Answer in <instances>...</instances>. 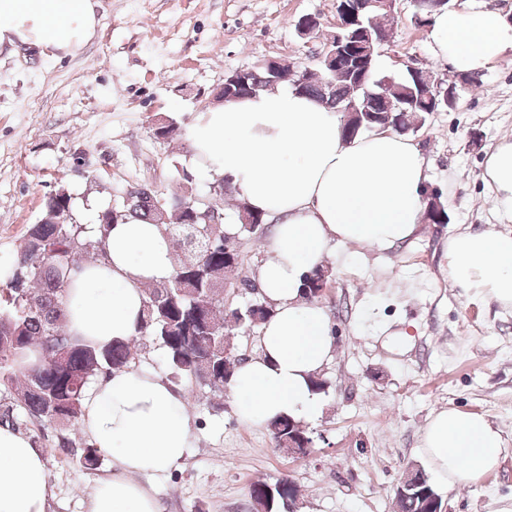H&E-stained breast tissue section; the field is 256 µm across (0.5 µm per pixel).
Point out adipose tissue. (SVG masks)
<instances>
[{
  "mask_svg": "<svg viewBox=\"0 0 512 512\" xmlns=\"http://www.w3.org/2000/svg\"><path fill=\"white\" fill-rule=\"evenodd\" d=\"M94 0H0V46L17 53L70 54L96 34ZM434 52L459 70L486 69L512 34L491 10L434 14ZM341 116L292 85L254 98L215 101L185 133L193 158L211 178L230 179L237 200L274 227L260 266L262 295L274 313L261 327L259 355L235 374L239 420L263 426L286 415L311 420L321 411L312 382L333 358L327 311L306 300L300 284L336 245L388 250L414 235L426 208L428 179L419 148L378 130L344 138ZM484 181L512 216V141L487 157ZM106 257L85 259L66 299V329L104 346L138 334L146 285L174 268L161 225L126 218L109 230ZM448 277L458 287L512 304V232L462 231L448 240ZM82 424L95 446L112 453V475L89 498V512H162L144 476L166 474L186 454L193 422L175 387L144 368L97 379L83 403ZM420 454L444 481L468 486L497 467L500 432L483 417L455 408L426 424ZM50 488L32 438L0 428V512H45Z\"/></svg>",
  "mask_w": 512,
  "mask_h": 512,
  "instance_id": "ef3b65f1",
  "label": "adipose tissue"
}]
</instances>
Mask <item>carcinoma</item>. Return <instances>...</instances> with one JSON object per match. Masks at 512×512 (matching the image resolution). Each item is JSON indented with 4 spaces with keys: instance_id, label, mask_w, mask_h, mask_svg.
I'll use <instances>...</instances> for the list:
<instances>
[{
    "instance_id": "obj_1",
    "label": "carcinoma",
    "mask_w": 512,
    "mask_h": 512,
    "mask_svg": "<svg viewBox=\"0 0 512 512\" xmlns=\"http://www.w3.org/2000/svg\"><path fill=\"white\" fill-rule=\"evenodd\" d=\"M394 23V11L368 7L349 29L355 50L336 53V64L321 62V73L309 72L299 89L340 112L346 136L371 131L399 119L398 133L415 132L428 116L452 101L434 102L433 83L419 70L374 78L380 47ZM250 90L227 94L224 100L256 96L273 85L265 67L249 72ZM182 193L164 198L147 182L127 184L115 203L102 209L90 228L75 220L74 197L61 184L45 197L42 216L27 234L0 288V425L55 426L58 445L70 449L79 465H96L100 449L69 434L82 420L84 393L101 371L132 368L137 341L105 348L79 343L64 329L65 301L71 272L88 255L105 253L112 220L132 217L160 224L169 238L176 264L171 276L145 289L140 338L158 344L161 361L174 381L196 380L212 392L231 385L242 359L232 354L227 336L235 329L261 325L272 308L255 301L246 307L224 306V275L236 284L255 289L243 273L236 234L224 229L223 213L194 199L193 178L186 170ZM425 220L448 223V212L436 198L429 200ZM263 220L246 209L239 211V231L255 234ZM268 428L278 442L306 433L301 424L282 417ZM431 485L417 470L397 486L399 512H425L415 485ZM247 492L257 512H291L297 487L287 479L254 481Z\"/></svg>"
}]
</instances>
